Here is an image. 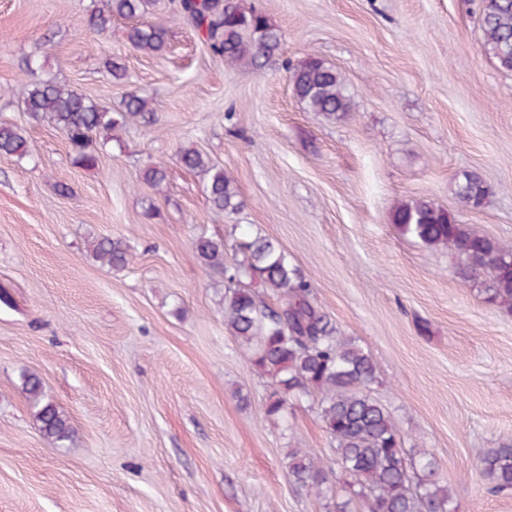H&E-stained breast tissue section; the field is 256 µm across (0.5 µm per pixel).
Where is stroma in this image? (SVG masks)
Returning <instances> with one entry per match:
<instances>
[{"mask_svg":"<svg viewBox=\"0 0 512 512\" xmlns=\"http://www.w3.org/2000/svg\"><path fill=\"white\" fill-rule=\"evenodd\" d=\"M281 31L260 66L212 55L170 0L161 55L132 49L127 20L89 32L102 0H0V121L29 142L0 157V512H336L353 478L316 403L266 417L268 377L224 324L222 276L193 241L238 225L276 240L342 335L377 368L373 395L405 449L437 463L454 512H512L489 494L480 459L512 442V311L487 305L451 250L402 236L393 208L432 200L512 244V74L482 52L479 0H240ZM315 56L355 97L342 120L304 111L288 67ZM125 68L113 81L106 62ZM53 79L119 108L147 97L154 124L129 125L74 163L63 134L26 114L29 85ZM193 145L223 167L242 208L214 211L199 175L178 163ZM164 164L161 189L144 169ZM477 173L484 205L462 206L455 181ZM71 193L57 194L56 184ZM128 243L122 269L94 241ZM40 378L73 435L47 441L23 378ZM321 460L329 492L296 486L288 451Z\"/></svg>","mask_w":512,"mask_h":512,"instance_id":"stroma-1","label":"stroma"}]
</instances>
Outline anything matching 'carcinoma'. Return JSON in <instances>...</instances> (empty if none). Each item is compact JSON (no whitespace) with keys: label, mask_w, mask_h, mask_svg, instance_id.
Instances as JSON below:
<instances>
[{"label":"carcinoma","mask_w":512,"mask_h":512,"mask_svg":"<svg viewBox=\"0 0 512 512\" xmlns=\"http://www.w3.org/2000/svg\"><path fill=\"white\" fill-rule=\"evenodd\" d=\"M154 0H106L105 8L89 19V28L102 33L112 18L131 21L127 39L137 51L161 54L167 47L164 26L147 21ZM177 13L188 22L199 41L230 65L257 64L275 54L282 35L265 17L246 12L236 0H179ZM483 54L499 69L512 72V0H480ZM293 92L307 112L327 120L342 119L354 107V98L341 73L322 59L309 56L290 70ZM25 111L35 121L53 123L67 139L75 162L98 163L94 139L108 140L112 132L133 121L152 124L155 109L145 97L131 93L120 109L101 105L76 88L48 79L29 85ZM27 141L20 130L0 124V156L22 159ZM182 165L200 175L213 209L228 216L241 203L224 169L193 147H183ZM489 187L471 172L455 184L464 206L481 207ZM398 231L428 247L452 249L462 260L461 278L479 287L484 300L512 308V246L461 223L434 202L405 201L392 212ZM197 258L224 276V323L247 348L249 363L272 378L265 415L283 418L288 401L320 395L319 416L336 441L337 463L359 486L357 494L367 512H452V496L436 479V462L426 453L407 458L390 413L370 393L376 380L371 356L350 338L340 335L313 295L311 282L288 258L281 245L267 237L241 232L234 244L237 259L224 264V242L205 236L195 239ZM93 256L119 268L129 263V246L102 237ZM277 300L272 307L267 299ZM23 389L37 407L43 435L53 443L70 440L68 418L44 400L42 384L24 377ZM294 484L317 496L328 491L324 467L298 449L288 452ZM490 490H512V444L489 448L481 459Z\"/></svg>","instance_id":"1"}]
</instances>
